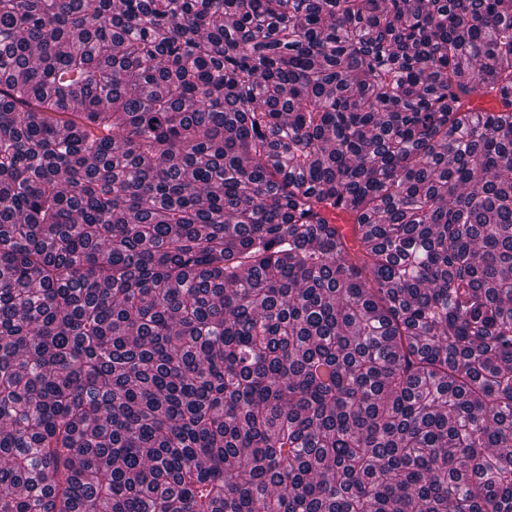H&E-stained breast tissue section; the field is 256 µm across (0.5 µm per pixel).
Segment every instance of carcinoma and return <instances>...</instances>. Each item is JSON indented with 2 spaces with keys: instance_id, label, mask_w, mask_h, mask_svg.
<instances>
[{
  "instance_id": "obj_1",
  "label": "carcinoma",
  "mask_w": 512,
  "mask_h": 512,
  "mask_svg": "<svg viewBox=\"0 0 512 512\" xmlns=\"http://www.w3.org/2000/svg\"><path fill=\"white\" fill-rule=\"evenodd\" d=\"M0 512H512V0H0Z\"/></svg>"
}]
</instances>
